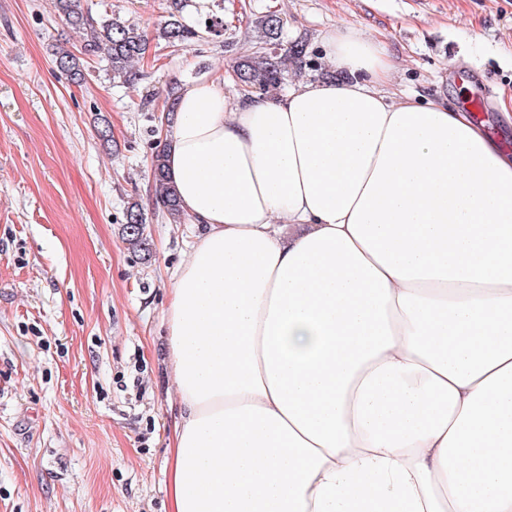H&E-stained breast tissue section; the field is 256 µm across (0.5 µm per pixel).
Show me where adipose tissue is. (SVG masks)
Instances as JSON below:
<instances>
[{
	"instance_id": "obj_1",
	"label": "adipose tissue",
	"mask_w": 512,
	"mask_h": 512,
	"mask_svg": "<svg viewBox=\"0 0 512 512\" xmlns=\"http://www.w3.org/2000/svg\"><path fill=\"white\" fill-rule=\"evenodd\" d=\"M322 49L341 78L169 122V512H512V149L390 94L383 39Z\"/></svg>"
}]
</instances>
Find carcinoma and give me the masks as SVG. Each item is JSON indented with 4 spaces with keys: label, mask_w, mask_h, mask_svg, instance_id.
Returning <instances> with one entry per match:
<instances>
[{
    "label": "carcinoma",
    "mask_w": 512,
    "mask_h": 512,
    "mask_svg": "<svg viewBox=\"0 0 512 512\" xmlns=\"http://www.w3.org/2000/svg\"><path fill=\"white\" fill-rule=\"evenodd\" d=\"M184 2L171 0L169 18L159 28L161 39L172 47H178L195 42L201 38L203 31L216 37L221 36L223 24L218 19L211 21L203 31L186 24L183 19ZM52 7L55 16L82 36L85 54L103 58L112 78H119L126 84L139 80L140 72L135 69V63L145 59L150 48V38L145 30L116 17H104L84 10L79 0H52ZM282 27L283 22L276 15H267L258 21L260 39L269 48L241 59L234 65L236 81L240 86L261 91L277 89L290 74L302 72L306 65L304 46L299 42L289 47L280 43ZM50 51L58 70L66 73L73 83L79 84L84 80L80 59L69 49L61 43H55L51 45ZM150 173L157 205L170 223H181L178 193L168 179L165 150L159 142L151 154ZM146 223L147 216L142 205L137 201L129 203L125 211L123 233L131 248L145 249L142 225Z\"/></svg>",
    "instance_id": "obj_1"
}]
</instances>
